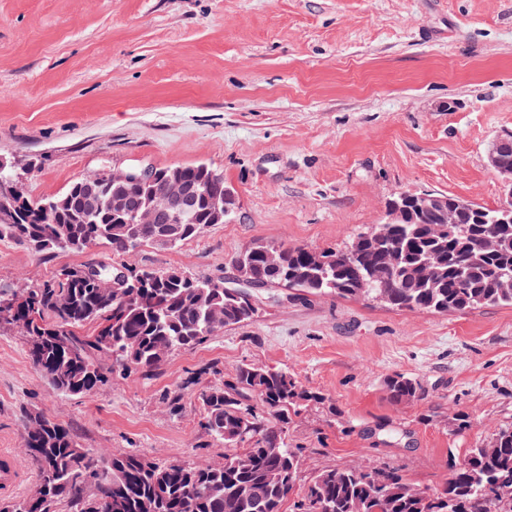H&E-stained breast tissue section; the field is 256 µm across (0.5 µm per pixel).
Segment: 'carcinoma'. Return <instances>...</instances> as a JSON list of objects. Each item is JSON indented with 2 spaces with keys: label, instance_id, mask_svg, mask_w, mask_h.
<instances>
[{
  "label": "carcinoma",
  "instance_id": "obj_1",
  "mask_svg": "<svg viewBox=\"0 0 512 512\" xmlns=\"http://www.w3.org/2000/svg\"><path fill=\"white\" fill-rule=\"evenodd\" d=\"M148 185L112 182L85 204V177L61 193L16 205L0 222V240L26 243L37 253H84L105 246L116 254L145 246L174 249L206 227L236 216L215 207L213 196L235 195L224 174L203 164L155 168ZM170 180L198 188L171 224H129L112 213L109 197L125 192L154 202ZM441 205L419 192L393 194L397 223L384 221L353 234L342 247L256 242L234 258L235 279L258 288L363 299L403 312L461 313L483 306L512 307V223L501 211L444 194ZM280 252L274 265L267 250ZM81 266H63L41 283L0 278V327L18 330L28 357L51 389L90 396L109 375H157L175 352L256 318L262 301L221 279L182 267L127 269L128 283L100 288L81 280ZM394 403L422 402L426 391L401 374L384 382ZM200 427L224 445V462H153L135 452L98 455L68 429L45 417L27 418L25 448L39 470L38 497L29 494L0 512H512V426L448 463V479L433 491L417 488L396 467H324L308 474L303 455L288 443V425L328 397L306 388L286 370L256 363L238 366L231 379L202 389Z\"/></svg>",
  "mask_w": 512,
  "mask_h": 512
}]
</instances>
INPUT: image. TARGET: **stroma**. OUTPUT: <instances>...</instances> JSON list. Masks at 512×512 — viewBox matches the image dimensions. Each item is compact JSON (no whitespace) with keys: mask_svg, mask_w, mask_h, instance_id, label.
<instances>
[{"mask_svg":"<svg viewBox=\"0 0 512 512\" xmlns=\"http://www.w3.org/2000/svg\"><path fill=\"white\" fill-rule=\"evenodd\" d=\"M507 129L512 0H0V156L29 170L32 197L99 170L193 163L222 171L238 195L233 221L175 249L49 256L1 240L0 278L41 282L94 258L229 281L248 245L336 246L382 222L400 190L493 207L503 189L488 154ZM244 363L288 370L331 398L288 430L310 471L388 464L435 489L449 456L512 424V307L401 312L292 290L175 352L152 379L116 374L90 397L52 390L7 332L0 448L23 479L0 503L38 482L29 414L103 454L222 463L197 388ZM394 373L419 381L426 400L391 402L383 383ZM176 388L174 412L164 395Z\"/></svg>","mask_w":512,"mask_h":512,"instance_id":"stroma-1","label":"stroma"}]
</instances>
